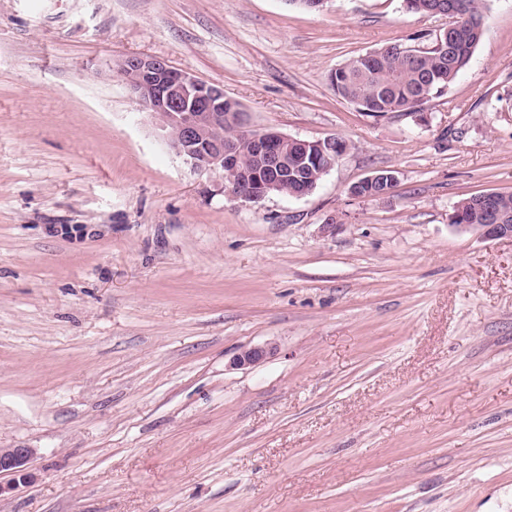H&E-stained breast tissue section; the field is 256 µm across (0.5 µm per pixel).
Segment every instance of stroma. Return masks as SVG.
<instances>
[{"instance_id":"35a3bbf8","label":"stroma","mask_w":512,"mask_h":512,"mask_svg":"<svg viewBox=\"0 0 512 512\" xmlns=\"http://www.w3.org/2000/svg\"><path fill=\"white\" fill-rule=\"evenodd\" d=\"M484 20L423 114L372 116L329 73L447 17L0 0V448L34 451L0 512H512V240L450 222L512 192V0ZM129 56L350 148L304 197L235 200L168 148ZM378 170L388 198L350 194Z\"/></svg>"}]
</instances>
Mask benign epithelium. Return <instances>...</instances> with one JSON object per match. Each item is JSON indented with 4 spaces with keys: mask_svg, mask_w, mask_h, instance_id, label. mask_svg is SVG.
<instances>
[{
    "mask_svg": "<svg viewBox=\"0 0 512 512\" xmlns=\"http://www.w3.org/2000/svg\"><path fill=\"white\" fill-rule=\"evenodd\" d=\"M119 74L139 104L153 114L164 131L165 143L193 169L217 172L225 190L243 203L258 202L299 184L291 196L309 194L318 178L343 156L336 138L309 140L273 129H255L246 112L224 111V88L199 81L166 61L131 56L120 63ZM482 224L475 235L486 240L512 238V224ZM274 352L272 347L246 349L233 365H254ZM31 448H0V494L32 480Z\"/></svg>",
    "mask_w": 512,
    "mask_h": 512,
    "instance_id": "1",
    "label": "benign epithelium"
}]
</instances>
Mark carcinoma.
I'll return each instance as SVG.
<instances>
[{
	"label": "carcinoma",
	"mask_w": 512,
	"mask_h": 512,
	"mask_svg": "<svg viewBox=\"0 0 512 512\" xmlns=\"http://www.w3.org/2000/svg\"><path fill=\"white\" fill-rule=\"evenodd\" d=\"M415 13L448 17V27L423 46L424 36L395 42L346 61L329 74L338 97L362 112L415 114L444 92L467 69L485 35L484 0H405ZM481 197L463 198L454 208V224H482Z\"/></svg>",
	"instance_id": "obj_1"
}]
</instances>
